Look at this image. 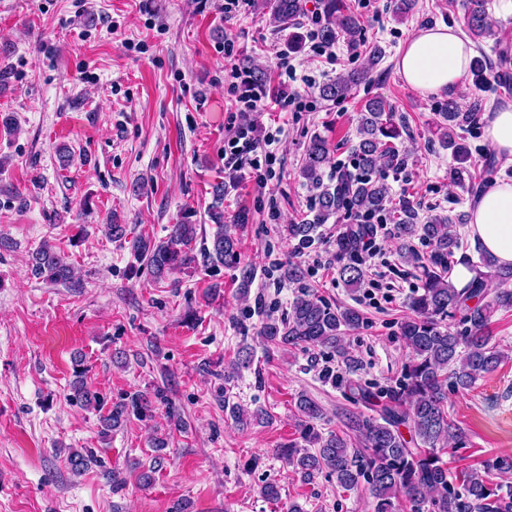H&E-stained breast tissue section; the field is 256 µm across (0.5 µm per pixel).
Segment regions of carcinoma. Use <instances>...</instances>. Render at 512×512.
Segmentation results:
<instances>
[{"label": "carcinoma", "instance_id": "obj_1", "mask_svg": "<svg viewBox=\"0 0 512 512\" xmlns=\"http://www.w3.org/2000/svg\"><path fill=\"white\" fill-rule=\"evenodd\" d=\"M266 7L272 20L283 25L303 14V0H266ZM462 7L471 39L476 43L492 39L499 46V53L506 54L507 48L497 39L488 0H462ZM323 10L327 17L323 36L333 39L343 35L355 40L360 24L345 0H324ZM361 79V72L340 73L319 87V95L327 101L345 99L353 94ZM482 105V100L477 99L473 111L463 112L450 98L442 113L447 124L441 126L440 135L459 164L454 170L459 181L473 179L467 166L469 153L460 142L459 132L475 121ZM406 133V121L396 115L384 98L375 97L366 100L360 109L358 142L351 147L350 165L331 168L328 141L313 136L300 167L303 185L314 192L311 217L287 225L286 232L298 246H308L319 225L342 212L348 214L353 223L338 233L335 245L339 278L350 288H359L364 281L361 255L365 243L374 236L375 225H395L401 249L408 257L413 255L410 238L418 235L428 241V262L419 265L421 291L411 297V315L400 323L401 336L411 349L412 358L391 388L374 391L361 384L350 388L358 401L385 399L378 415L354 418L344 435L323 437L308 427L304 440L315 451L289 443L278 452L305 481L326 470L336 477L338 487L352 490L360 479H365L375 500L374 512H395V501L403 496L412 502L414 512H512V489L493 487L488 480L494 469L512 470V461L497 458L481 471L464 470L451 479L441 458L448 440L462 443L465 438L463 429L448 415V385L468 390L493 372L505 357L492 342L490 325L495 312L512 308V265H500L483 252L480 265L493 270L501 288L485 300L481 273L459 288L450 277L460 247L452 218L436 214L421 224L413 201L406 196L389 205L387 177L405 166L408 154L399 144ZM224 192V183L212 186L209 217L215 231L210 245L201 252H195L196 225L184 220L169 225L166 237L158 242L141 236L133 239L131 249L140 266L157 280L177 269L194 267L199 261L215 269L233 268L239 271V301L246 305L256 273L251 265L241 262L236 225L224 223ZM31 274L49 283H67L73 279V267L44 242L32 253ZM281 277L299 285L298 292L287 317L268 316L261 321L259 336L263 342L277 347L326 348L346 364H352L343 335L364 323L361 312L353 307H333L314 289L301 285L304 274L296 263L283 266ZM456 315L458 324L463 326L461 330L445 323L446 318ZM70 390L71 401L100 408L101 398L87 387L84 373L75 375ZM154 399L167 401L160 389L151 396L137 392L121 397L100 417L101 435L120 428L132 416H145ZM297 409L308 420L323 414L321 406L304 395L298 397ZM231 415L243 426L266 420L261 409L245 413L233 407Z\"/></svg>", "mask_w": 512, "mask_h": 512}]
</instances>
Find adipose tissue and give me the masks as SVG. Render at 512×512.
I'll use <instances>...</instances> for the list:
<instances>
[{
  "label": "adipose tissue",
  "instance_id": "adipose-tissue-1",
  "mask_svg": "<svg viewBox=\"0 0 512 512\" xmlns=\"http://www.w3.org/2000/svg\"><path fill=\"white\" fill-rule=\"evenodd\" d=\"M474 56L459 26L418 30L404 45L396 69L422 96L456 88ZM470 237L499 264H512V180L496 182L471 204Z\"/></svg>",
  "mask_w": 512,
  "mask_h": 512
}]
</instances>
